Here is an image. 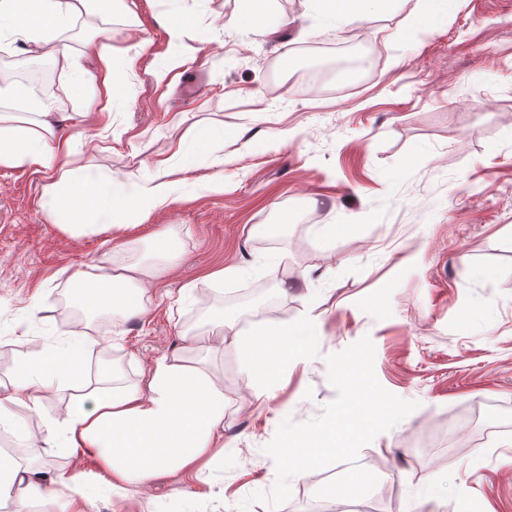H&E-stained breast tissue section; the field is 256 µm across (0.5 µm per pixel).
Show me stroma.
<instances>
[{
	"label": "stroma",
	"mask_w": 512,
	"mask_h": 512,
	"mask_svg": "<svg viewBox=\"0 0 512 512\" xmlns=\"http://www.w3.org/2000/svg\"><path fill=\"white\" fill-rule=\"evenodd\" d=\"M415 3L398 0L349 38L345 25L323 26L308 0H271L268 23L292 24L270 36L237 24V0H180L188 62L164 76L157 65L169 46L157 19L170 0H133L132 13L82 17L56 34L76 51L97 29L116 62L134 61L115 86L111 126L92 115L69 128L76 165L144 183L193 133L219 137L193 168L170 174L172 203L109 242L47 222L49 172L0 168V347L13 349L0 356V379L22 351L69 335L58 310L72 272L124 257L125 237L165 228L177 231L181 253L145 296L143 316L89 325L100 343L88 360L114 363L116 382H137L156 358L183 350L181 332L207 335L208 297L239 330L268 317L258 298L227 304L252 286L275 294L280 323L322 320L313 352L274 375L261 404L233 341L213 353L224 456L208 484H133L91 512H238L249 495L270 493L276 468L264 446L283 418L306 422L334 399L326 358L365 336L378 381L418 407L360 449L379 482L359 506L404 512L433 487L436 512H512V0H448L446 17L416 35ZM350 49L367 76L268 101L273 76L289 80L302 61ZM218 173L224 189L214 192ZM222 267L240 273L211 279ZM188 283L195 297L180 301ZM0 443L48 477L91 468L59 450L30 460L25 439L10 433ZM392 472L398 483L384 485Z\"/></svg>",
	"instance_id": "obj_1"
}]
</instances>
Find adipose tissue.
Instances as JSON below:
<instances>
[{
    "label": "adipose tissue",
    "mask_w": 512,
    "mask_h": 512,
    "mask_svg": "<svg viewBox=\"0 0 512 512\" xmlns=\"http://www.w3.org/2000/svg\"><path fill=\"white\" fill-rule=\"evenodd\" d=\"M396 2L311 0L316 18L328 25L364 20ZM125 8L126 0H0V36L19 41L30 57L59 60L77 100L72 111L57 112L15 89L12 105L0 109V167L36 165L55 171L42 209L49 223L72 238L126 230L139 204L161 207L174 193L164 162L151 182L128 181L119 193L103 176L71 164L65 129L87 117L88 104L100 113L111 111L117 70L109 47L94 36L86 37L84 52L77 54L57 45L52 35L82 13L109 18ZM147 240L152 260H112L70 274L71 291L87 312L109 311L126 320L143 313L148 288L179 253L175 230L151 233ZM209 320L219 329L218 341L233 339L240 349L259 401L270 396V375L279 366L303 361L321 334V320L313 315L293 327L259 326L245 335L225 327L223 312H212ZM98 343L97 336L80 330L62 345L33 350L16 362L9 384L0 387V430L18 434L26 424L7 414L6 405L19 403L37 412L53 391L72 387L63 415L46 420L40 448L88 456L98 470L95 479L64 472L46 477L2 454L0 506L10 500L47 504L62 497L68 512H87L93 498L123 495L132 482L207 481L214 459L224 451V390L205 358L197 353L192 358L164 355L137 383L117 387L112 362H99L93 369L87 364Z\"/></svg>",
    "instance_id": "adipose-tissue-1"
}]
</instances>
